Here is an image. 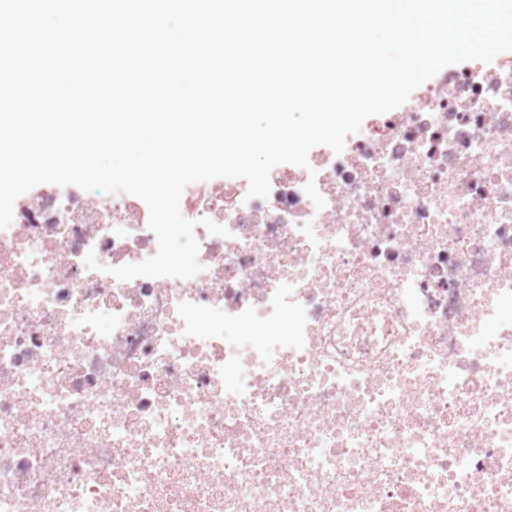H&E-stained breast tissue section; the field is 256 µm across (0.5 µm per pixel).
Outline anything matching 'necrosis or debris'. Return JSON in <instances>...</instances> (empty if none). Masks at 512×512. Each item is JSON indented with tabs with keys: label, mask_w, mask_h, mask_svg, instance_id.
<instances>
[{
	"label": "necrosis or debris",
	"mask_w": 512,
	"mask_h": 512,
	"mask_svg": "<svg viewBox=\"0 0 512 512\" xmlns=\"http://www.w3.org/2000/svg\"><path fill=\"white\" fill-rule=\"evenodd\" d=\"M308 162L184 190L189 279L110 275L135 196L15 202L0 512H512V60Z\"/></svg>",
	"instance_id": "4bbe7bcc"
}]
</instances>
